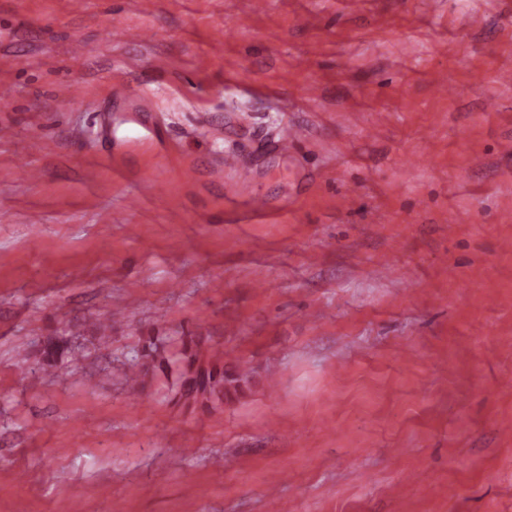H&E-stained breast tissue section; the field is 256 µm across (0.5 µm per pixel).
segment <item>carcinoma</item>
<instances>
[{"label": "carcinoma", "mask_w": 512, "mask_h": 512, "mask_svg": "<svg viewBox=\"0 0 512 512\" xmlns=\"http://www.w3.org/2000/svg\"><path fill=\"white\" fill-rule=\"evenodd\" d=\"M207 342L205 336H183L176 353L178 394L185 402L202 407L237 398L253 379V371L247 364L224 359V353L212 350ZM69 354L71 350L64 341L47 339L42 344L40 369L26 371V377L36 379L39 370L60 366L62 357ZM168 363L164 348L157 345L150 348V353L140 354L127 363L128 386L132 389L143 387L150 370L161 369Z\"/></svg>", "instance_id": "cac0c4a2"}]
</instances>
